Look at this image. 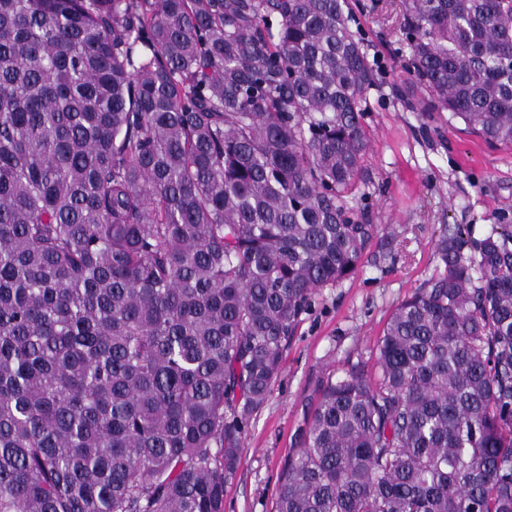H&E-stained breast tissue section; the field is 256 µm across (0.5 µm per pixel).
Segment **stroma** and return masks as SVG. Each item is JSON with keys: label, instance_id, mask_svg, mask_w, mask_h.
I'll return each instance as SVG.
<instances>
[{"label": "stroma", "instance_id": "obj_1", "mask_svg": "<svg viewBox=\"0 0 512 512\" xmlns=\"http://www.w3.org/2000/svg\"><path fill=\"white\" fill-rule=\"evenodd\" d=\"M356 26L379 80L366 95L368 147L361 192L379 227L360 270L318 289L284 352L267 403L254 414L224 512H274L281 467L317 388L369 357L394 311L440 267L436 244L447 226L481 238L512 224V148L489 147L448 112H416L423 96L398 54L399 0H362Z\"/></svg>", "mask_w": 512, "mask_h": 512}]
</instances>
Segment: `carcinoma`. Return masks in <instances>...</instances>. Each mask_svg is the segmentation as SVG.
Masks as SVG:
<instances>
[{
	"instance_id": "obj_1",
	"label": "carcinoma",
	"mask_w": 512,
	"mask_h": 512,
	"mask_svg": "<svg viewBox=\"0 0 512 512\" xmlns=\"http://www.w3.org/2000/svg\"><path fill=\"white\" fill-rule=\"evenodd\" d=\"M419 112L512 144V0H401ZM355 0H0V512H224L288 339L379 233ZM275 512H512V224L448 226Z\"/></svg>"
}]
</instances>
